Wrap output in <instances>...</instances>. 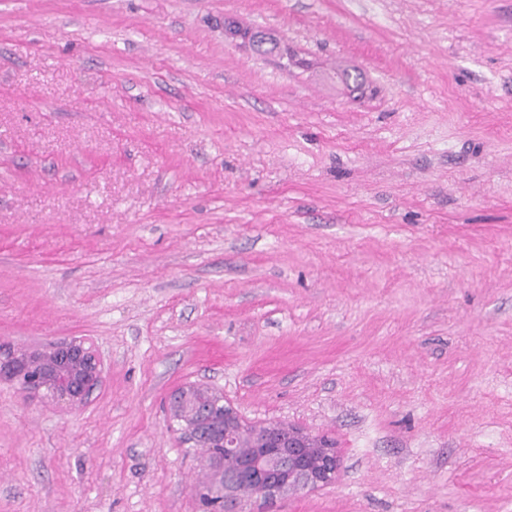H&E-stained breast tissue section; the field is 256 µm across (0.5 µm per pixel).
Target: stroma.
Wrapping results in <instances>:
<instances>
[{
    "label": "stroma",
    "mask_w": 512,
    "mask_h": 512,
    "mask_svg": "<svg viewBox=\"0 0 512 512\" xmlns=\"http://www.w3.org/2000/svg\"><path fill=\"white\" fill-rule=\"evenodd\" d=\"M73 337L0 512H199L187 382L336 443L245 512H512V0H0V344Z\"/></svg>",
    "instance_id": "35a3bbf8"
}]
</instances>
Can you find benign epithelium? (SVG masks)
<instances>
[{
  "mask_svg": "<svg viewBox=\"0 0 512 512\" xmlns=\"http://www.w3.org/2000/svg\"><path fill=\"white\" fill-rule=\"evenodd\" d=\"M102 359L84 339L73 338L46 348L15 349L0 344V380L18 384L28 397H48L70 406L87 402L101 382ZM170 429L188 448H221L227 452L248 437L251 460L224 468V456L206 460L222 512H244L249 501L273 502L282 496L280 481L296 492H314L334 481L341 459L333 442L300 427L275 423L267 430L249 431L246 422L224 395H200V387L186 383L167 401Z\"/></svg>",
  "mask_w": 512,
  "mask_h": 512,
  "instance_id": "1",
  "label": "benign epithelium"
}]
</instances>
